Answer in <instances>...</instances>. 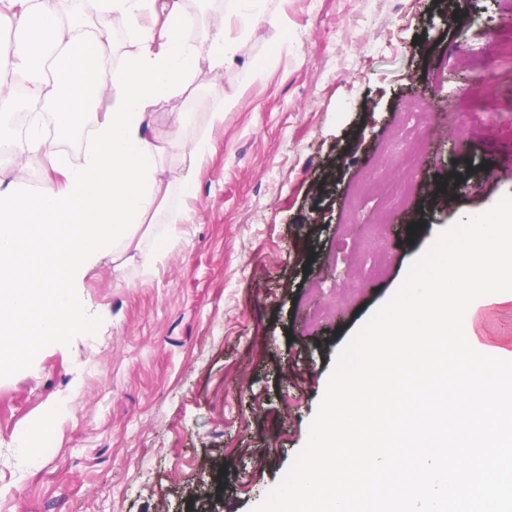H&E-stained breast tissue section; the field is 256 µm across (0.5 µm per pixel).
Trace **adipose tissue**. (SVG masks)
<instances>
[{"instance_id":"1","label":"adipose tissue","mask_w":512,"mask_h":512,"mask_svg":"<svg viewBox=\"0 0 512 512\" xmlns=\"http://www.w3.org/2000/svg\"><path fill=\"white\" fill-rule=\"evenodd\" d=\"M0 16L15 33L0 50V77L22 75L28 98L47 104L62 125L89 111L100 93L108 107L78 162L59 159L58 180L37 192L0 190V367L42 346H63L91 320L83 292L106 249L125 240L154 208L162 183L161 148L146 131L161 97L187 83L206 59L216 73L245 45L265 0H238L207 32L193 33L183 0H94L98 25L86 32L62 0H8ZM161 11V30L140 16ZM129 24L134 52L112 65L110 21Z\"/></svg>"}]
</instances>
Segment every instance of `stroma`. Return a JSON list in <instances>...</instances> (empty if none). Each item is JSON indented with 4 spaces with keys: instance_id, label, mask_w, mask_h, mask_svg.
Returning a JSON list of instances; mask_svg holds the SVG:
<instances>
[{
    "instance_id": "stroma-1",
    "label": "stroma",
    "mask_w": 512,
    "mask_h": 512,
    "mask_svg": "<svg viewBox=\"0 0 512 512\" xmlns=\"http://www.w3.org/2000/svg\"><path fill=\"white\" fill-rule=\"evenodd\" d=\"M508 14L512 0H267L223 75L197 61L149 130L170 169L188 166L177 141L209 139L192 195L163 186L89 272L88 328L0 370V512H187L191 496L252 512L305 445L353 331L437 233L512 195ZM418 100L420 191L378 239V163L392 144L386 174L400 172L397 122ZM53 163L16 159L0 179L35 192ZM182 208L189 223H169ZM378 247L389 269L360 281L354 255ZM465 325L488 355L512 350V304Z\"/></svg>"
}]
</instances>
